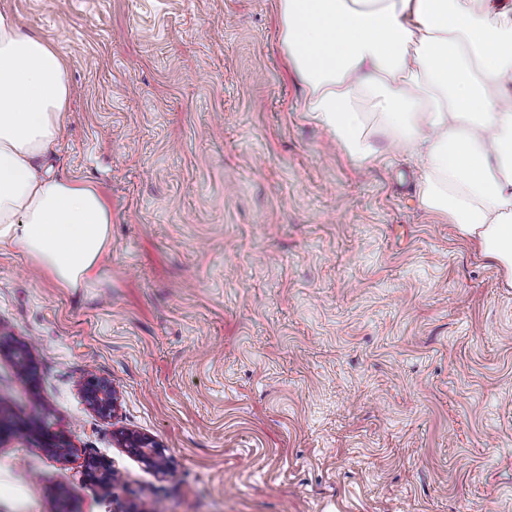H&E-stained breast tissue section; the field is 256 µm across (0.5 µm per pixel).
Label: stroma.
Returning a JSON list of instances; mask_svg holds the SVG:
<instances>
[{
    "mask_svg": "<svg viewBox=\"0 0 512 512\" xmlns=\"http://www.w3.org/2000/svg\"><path fill=\"white\" fill-rule=\"evenodd\" d=\"M0 8L68 64L52 173L112 205L97 287L0 252V332L38 372L0 356V399L72 444L5 437L0 512H512V288L419 204L413 156L358 170L310 120L278 0ZM85 395L90 406L103 416L109 415L116 405L112 385L96 378L87 380ZM35 438L42 447L57 455L66 454L69 448H72V444L61 434L53 431L50 425L45 426ZM119 443L121 448L136 456L145 466L162 474L170 472L163 449L152 438L126 432L120 434Z\"/></svg>",
    "mask_w": 512,
    "mask_h": 512,
    "instance_id": "35a3bbf8",
    "label": "stroma"
}]
</instances>
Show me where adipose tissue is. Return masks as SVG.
<instances>
[{
    "instance_id": "obj_1",
    "label": "adipose tissue",
    "mask_w": 512,
    "mask_h": 512,
    "mask_svg": "<svg viewBox=\"0 0 512 512\" xmlns=\"http://www.w3.org/2000/svg\"><path fill=\"white\" fill-rule=\"evenodd\" d=\"M281 49L305 110L358 168L380 138L416 157L420 204L512 288V5L507 0H279ZM71 88L48 40L0 10V250L59 287H96L112 207L51 178Z\"/></svg>"
}]
</instances>
